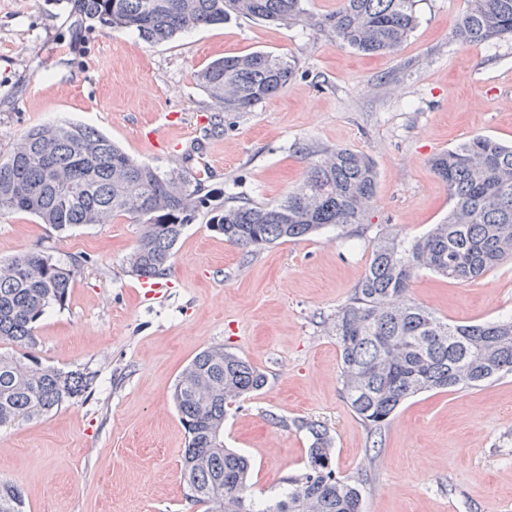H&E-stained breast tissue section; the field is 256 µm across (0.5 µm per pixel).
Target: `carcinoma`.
Here are the masks:
<instances>
[{
    "mask_svg": "<svg viewBox=\"0 0 512 512\" xmlns=\"http://www.w3.org/2000/svg\"><path fill=\"white\" fill-rule=\"evenodd\" d=\"M416 2L337 0L316 19L301 0H74V13L82 22L135 32L150 44L237 17L291 21L330 31L340 47L380 54L407 41L418 22ZM467 2L456 41L512 37V0ZM294 74L293 60L253 52L214 60L197 79L222 111L249 112L283 91ZM303 151L306 176L284 200L226 207L200 179L162 174L86 124H44L0 154V217L29 214L59 234L127 217L140 226L127 265L149 280L167 275L184 229L203 214L226 242L249 250L329 225L345 230L363 224L378 189L371 158L342 147ZM431 166L448 188V218L421 237L379 238L364 276L332 321L343 396L373 433L421 393L480 387L512 374V318L450 324L409 298L421 270L467 282L512 256V147L477 135L437 155ZM89 262L87 255L61 260L48 251L0 261V342L14 346L0 353V427L46 415L93 391L95 372L45 366L34 354L36 324L67 305L75 275ZM266 383L258 367L221 346L197 354L180 374L174 403L188 433L182 466L188 502L204 512H361L359 485L333 468L329 432L300 420L295 425L311 438L303 474L265 507L255 505L249 461L224 447V418L229 406ZM25 507L22 491L0 480V512Z\"/></svg>",
    "mask_w": 512,
    "mask_h": 512,
    "instance_id": "obj_1",
    "label": "carcinoma"
}]
</instances>
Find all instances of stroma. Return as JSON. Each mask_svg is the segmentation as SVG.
<instances>
[{
	"instance_id": "obj_1",
	"label": "stroma",
	"mask_w": 512,
	"mask_h": 512,
	"mask_svg": "<svg viewBox=\"0 0 512 512\" xmlns=\"http://www.w3.org/2000/svg\"><path fill=\"white\" fill-rule=\"evenodd\" d=\"M465 7L418 0L401 49L366 55L325 30L247 18L149 44L79 26L71 0H0L1 153L30 127L75 120L162 172L232 185L241 201L283 200L311 144L364 153L378 174L357 227L250 252L198 219L176 246L170 295L152 301L125 266L139 235L128 218L61 236L25 214L0 217L2 261L45 248L92 259L67 306L40 320L35 350L43 364L96 372L91 396L0 428V478L23 491L27 512H202L185 499L187 434L172 394L189 361L220 345L268 378L224 422L256 498L303 473L308 438L292 422L305 418L328 427L333 465L360 484L363 512H512V374L421 394L372 435L343 397L329 325L379 237L420 236L447 215L435 155L476 135L512 145V38L456 42ZM253 51L289 57L295 77L252 111H219L198 71ZM170 112L181 125L167 126ZM146 129L182 149L157 147ZM409 296L451 323L512 316V259L468 282L420 271Z\"/></svg>"
}]
</instances>
